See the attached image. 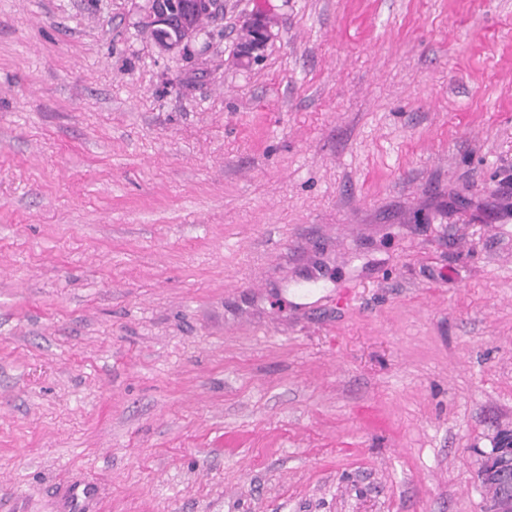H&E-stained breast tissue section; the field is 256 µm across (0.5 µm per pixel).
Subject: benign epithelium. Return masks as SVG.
Wrapping results in <instances>:
<instances>
[{"label": "benign epithelium", "instance_id": "obj_1", "mask_svg": "<svg viewBox=\"0 0 512 512\" xmlns=\"http://www.w3.org/2000/svg\"><path fill=\"white\" fill-rule=\"evenodd\" d=\"M148 8L144 23L159 33L156 45L165 54H178L198 40L203 30L198 26V16L211 14L217 0H146ZM250 36L239 47L238 60L243 65L257 62L267 42L272 37L265 16L256 14L245 24ZM482 487L494 486L502 491L486 500L484 512H512V432L500 433L493 448L483 453L479 469Z\"/></svg>", "mask_w": 512, "mask_h": 512}]
</instances>
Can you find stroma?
<instances>
[{
  "label": "stroma",
  "instance_id": "1",
  "mask_svg": "<svg viewBox=\"0 0 512 512\" xmlns=\"http://www.w3.org/2000/svg\"><path fill=\"white\" fill-rule=\"evenodd\" d=\"M142 4L0 0V512H483L512 0ZM144 24L159 33L156 45L165 54H178L198 40L200 14H212L217 0H146ZM245 27L249 28L251 34L241 43L238 60L241 64L249 66L260 59L264 47L272 37V32L266 17L262 14H255Z\"/></svg>",
  "mask_w": 512,
  "mask_h": 512
}]
</instances>
